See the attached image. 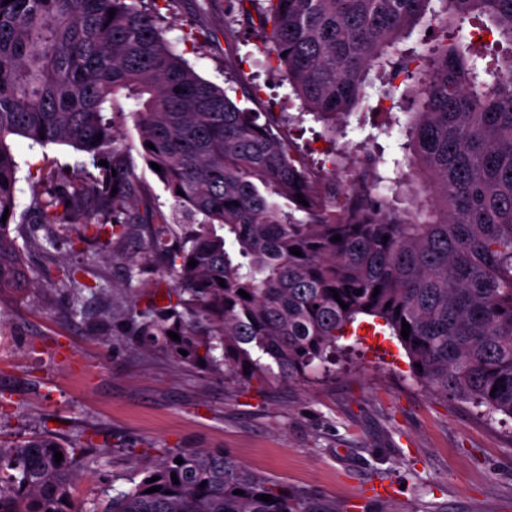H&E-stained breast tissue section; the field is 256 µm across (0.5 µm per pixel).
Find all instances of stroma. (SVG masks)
<instances>
[{
  "label": "stroma",
  "mask_w": 512,
  "mask_h": 512,
  "mask_svg": "<svg viewBox=\"0 0 512 512\" xmlns=\"http://www.w3.org/2000/svg\"><path fill=\"white\" fill-rule=\"evenodd\" d=\"M166 39L197 74L241 106L273 116L297 112L283 75L258 53L237 0H156ZM118 145L139 187L136 202L171 213L172 200L145 163L132 113ZM19 164L11 237L25 245L34 194L47 175L92 183L89 155L61 144L14 137ZM27 253L29 288L0 295V441L42 431L80 441L100 463L82 471L74 494L101 512L125 486L132 455L161 448H223L253 470L313 490L341 512H512V418L431 394L405 349L376 319L359 317L338 344L331 376L247 383L207 375L162 349L141 350L137 325L152 293L173 281L149 261L130 268L149 233L131 226L83 229ZM100 293L63 281V269ZM389 493L367 496L374 484Z\"/></svg>",
  "instance_id": "stroma-1"
}]
</instances>
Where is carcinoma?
Here are the masks:
<instances>
[{
    "label": "carcinoma",
    "instance_id": "cac0c4a2",
    "mask_svg": "<svg viewBox=\"0 0 512 512\" xmlns=\"http://www.w3.org/2000/svg\"><path fill=\"white\" fill-rule=\"evenodd\" d=\"M431 2L238 0L300 101L288 125L309 115L323 124L329 147L311 163L204 81L144 0H0V293L28 282L8 231L18 171L9 141L64 144L91 155L100 175L35 199V223L65 233L110 211L114 235L151 226L131 265L159 259L176 288L138 324L143 346L220 378L290 382L328 372L337 340L366 315L401 341L432 393L512 418V53L490 59L481 38L512 48V0ZM417 27L423 50L399 48ZM372 71L399 111L359 113L372 132L352 156L337 141ZM120 93L136 102L142 157L160 166L170 219L130 210L138 187L114 147ZM396 129L405 141L388 160L379 138ZM97 465L49 432L0 445V512H82L74 483ZM104 512L339 510L222 449L163 448L134 459L129 487Z\"/></svg>",
    "mask_w": 512,
    "mask_h": 512
}]
</instances>
